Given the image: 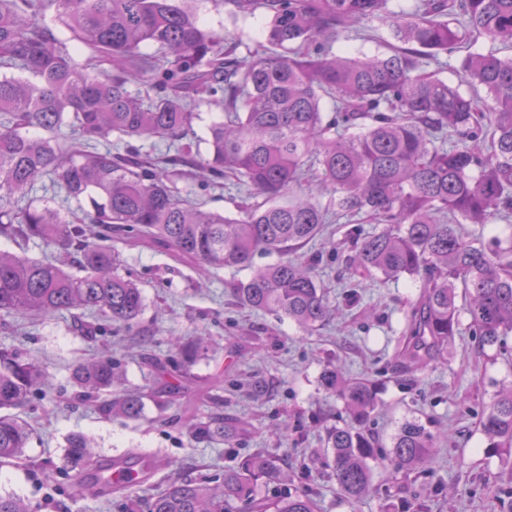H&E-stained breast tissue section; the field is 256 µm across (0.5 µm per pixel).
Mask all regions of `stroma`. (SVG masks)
I'll return each instance as SVG.
<instances>
[{
	"label": "stroma",
	"instance_id": "1",
	"mask_svg": "<svg viewBox=\"0 0 512 512\" xmlns=\"http://www.w3.org/2000/svg\"><path fill=\"white\" fill-rule=\"evenodd\" d=\"M199 16L208 29L230 32L245 46L258 38L260 19L228 23L219 0H202ZM180 199L204 209L237 215L242 193L202 187L188 176H174ZM346 224L326 225L316 243L321 251L320 285L336 310L326 327L306 333L288 318L238 304L231 294V271L203 277L189 265L146 246H121L127 270L138 279L146 308L138 328L103 336L92 332L97 317L61 315L0 316V348H16L43 365L53 379L45 394L34 395L20 416L33 438L18 463L0 464V494L27 500L35 512H117L115 507L71 493L73 476L60 462L67 440L90 439L105 459L133 454L164 459L145 486L160 490L171 479L212 478L242 454L262 449L287 453L293 484L312 487L321 512H402L404 501L419 497L425 512H512V470L505 456L484 446L482 410L495 386L512 381V335L504 346L479 347L473 337H456L446 361L412 376L391 360L401 309L415 299L410 280L381 284L356 277L345 263ZM208 328L216 356L198 359L178 393L162 391L151 361L167 350L166 339ZM119 359L129 389L144 392L140 418L107 419L72 398L74 364L103 353ZM348 380L377 384L379 407L374 432L389 449L408 420L438 435L426 475L375 472L373 493L352 503L343 498L327 469L315 462L324 427L345 419L342 402L319 385L326 362ZM255 387L253 395L234 391L232 380ZM223 413L241 421L236 447L194 442L186 412Z\"/></svg>",
	"mask_w": 512,
	"mask_h": 512
}]
</instances>
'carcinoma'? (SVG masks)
<instances>
[{
  "instance_id": "carcinoma-1",
  "label": "carcinoma",
  "mask_w": 512,
  "mask_h": 512,
  "mask_svg": "<svg viewBox=\"0 0 512 512\" xmlns=\"http://www.w3.org/2000/svg\"><path fill=\"white\" fill-rule=\"evenodd\" d=\"M229 15L267 16L247 55L239 43L208 30L177 0H0V316L99 313L96 331H131L145 297L122 269L117 245L147 241L202 268L248 269L257 254L276 259L234 284L237 301L274 312L312 332L331 317L317 256L297 251L324 225L365 220L348 233L346 263L360 277L408 278L419 293L401 311L396 359L407 373L448 355L466 328L481 346L512 333V235L492 242L463 224L512 219V0H224ZM65 27L68 49L47 13ZM378 18L385 53L334 50L337 41L371 39L363 22ZM90 58H77L80 48ZM460 53L453 69L468 92L429 69L438 55ZM107 65L99 75L91 65ZM495 106L485 111L479 94ZM224 116L207 131V155L188 139L199 108ZM179 144L178 156L152 158L138 142ZM180 164L208 184L227 179L263 198L240 215L190 206L157 164ZM47 179L67 197L89 200L80 218L46 203L14 208ZM39 243L56 260L28 255ZM161 376L194 363L205 338L172 336ZM76 397L105 417L139 418L143 397L123 390L112 356L77 363ZM320 383L340 399L350 422L325 431V466L340 493L355 502L373 487L374 470L422 473L434 436L403 424L383 452L372 433L378 403L371 381L349 382L324 365ZM50 386L46 370L17 349H0V461L19 458L32 430L12 409ZM481 432L491 451L512 452V383L484 410ZM195 440L224 439V417H200ZM107 461L81 435L69 439L62 469L74 491L132 500L140 478L106 479ZM209 480H175L147 502V512H318L312 489L289 487L278 458L257 450ZM268 495L255 494L258 487ZM0 512H33L0 494Z\"/></svg>"
}]
</instances>
